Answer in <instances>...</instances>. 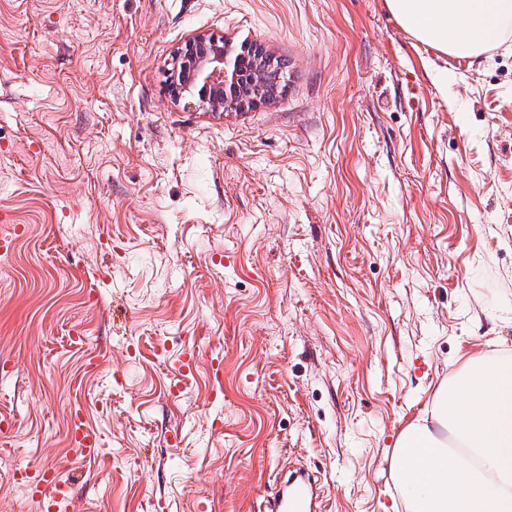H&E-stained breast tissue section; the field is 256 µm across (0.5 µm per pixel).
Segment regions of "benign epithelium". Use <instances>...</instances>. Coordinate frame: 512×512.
<instances>
[{
	"label": "benign epithelium",
	"instance_id": "benign-epithelium-1",
	"mask_svg": "<svg viewBox=\"0 0 512 512\" xmlns=\"http://www.w3.org/2000/svg\"><path fill=\"white\" fill-rule=\"evenodd\" d=\"M285 66L258 45L233 47L213 34H197L179 47L165 91L175 103L222 115L242 112L275 97Z\"/></svg>",
	"mask_w": 512,
	"mask_h": 512
}]
</instances>
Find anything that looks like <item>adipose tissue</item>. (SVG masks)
Instances as JSON below:
<instances>
[{"instance_id":"adipose-tissue-1","label":"adipose tissue","mask_w":512,"mask_h":512,"mask_svg":"<svg viewBox=\"0 0 512 512\" xmlns=\"http://www.w3.org/2000/svg\"><path fill=\"white\" fill-rule=\"evenodd\" d=\"M427 47L480 56L512 26V0H387ZM407 512H512V358L464 361L393 453Z\"/></svg>"}]
</instances>
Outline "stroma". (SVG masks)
Segmentation results:
<instances>
[{
    "label": "stroma",
    "mask_w": 512,
    "mask_h": 512,
    "mask_svg": "<svg viewBox=\"0 0 512 512\" xmlns=\"http://www.w3.org/2000/svg\"><path fill=\"white\" fill-rule=\"evenodd\" d=\"M277 96L171 101L189 37ZM0 512H404L395 443L467 358L512 356V37L464 65L386 0H0ZM101 436L74 460L72 414ZM286 67L258 45L233 47L213 34H197L179 47L165 91L175 103L207 112H242L275 97ZM28 488L36 494H48L53 503L52 506L59 510V503L63 498V483L60 480V476L54 469L43 468L39 472H32L31 476H28ZM318 490L313 487L310 475L305 471L294 474L288 482V490L268 502L269 512H313L321 508Z\"/></svg>",
    "instance_id": "stroma-1"
}]
</instances>
